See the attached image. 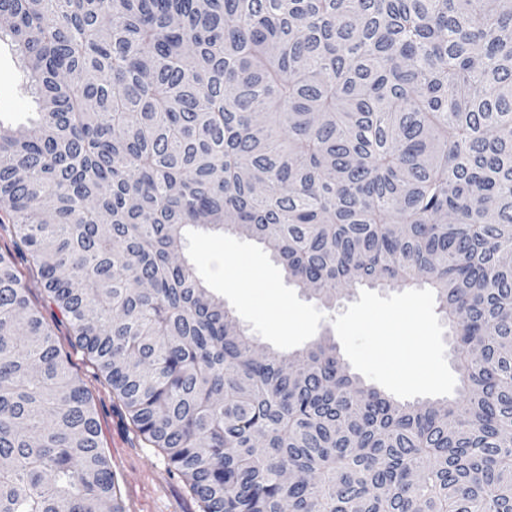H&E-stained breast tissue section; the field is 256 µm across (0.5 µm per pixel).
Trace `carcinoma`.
I'll return each mask as SVG.
<instances>
[{
    "mask_svg": "<svg viewBox=\"0 0 512 512\" xmlns=\"http://www.w3.org/2000/svg\"><path fill=\"white\" fill-rule=\"evenodd\" d=\"M36 118L0 217L201 512H512V0H0ZM190 228L332 306L424 284L458 400L255 344ZM0 255V512H124L89 390Z\"/></svg>",
    "mask_w": 512,
    "mask_h": 512,
    "instance_id": "carcinoma-1",
    "label": "carcinoma"
}]
</instances>
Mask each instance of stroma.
<instances>
[{
  "label": "stroma",
  "mask_w": 512,
  "mask_h": 512,
  "mask_svg": "<svg viewBox=\"0 0 512 512\" xmlns=\"http://www.w3.org/2000/svg\"><path fill=\"white\" fill-rule=\"evenodd\" d=\"M34 105L20 88L11 48L0 44V122L17 126L33 117ZM198 277L224 300L260 350L290 352L320 336L333 337L352 373L403 401L456 399L458 376L451 355L448 324L425 288H358L336 306H322L296 288L281 265L256 240L231 232L192 230L183 249ZM241 259L250 274L249 300L225 286V256ZM283 307L269 309L270 294ZM71 372L90 391L101 439L120 488L125 512H200L185 483L166 458L148 447L124 407L99 378L93 361L78 346L66 348ZM420 369L423 383L407 386L403 377Z\"/></svg>",
  "instance_id": "1"
}]
</instances>
